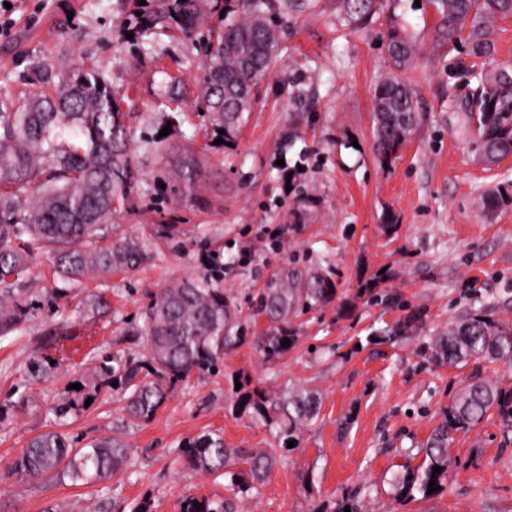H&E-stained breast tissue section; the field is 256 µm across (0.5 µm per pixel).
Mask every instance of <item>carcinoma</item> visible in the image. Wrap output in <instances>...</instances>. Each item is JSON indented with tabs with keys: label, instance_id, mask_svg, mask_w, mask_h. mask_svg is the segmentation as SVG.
Here are the masks:
<instances>
[{
	"label": "carcinoma",
	"instance_id": "1",
	"mask_svg": "<svg viewBox=\"0 0 512 512\" xmlns=\"http://www.w3.org/2000/svg\"><path fill=\"white\" fill-rule=\"evenodd\" d=\"M342 19L360 27L377 13V0H338ZM436 15L431 29L438 48L456 44L467 34L470 54L488 57L494 51L489 24L512 17V0H426ZM317 7V0H161L145 21L169 18L190 36L207 19L218 18L210 30L198 78L200 98L215 129L231 139L252 110L254 90L269 72L276 55L280 28L288 17ZM386 52L390 73L375 90L373 146L382 163L390 162L416 120L412 88L399 73L408 70L417 45L400 24L391 22ZM464 96V127L477 133L482 155L495 162L512 155V80L501 69L481 75ZM123 97L90 69L58 68L46 73L43 87L0 96V337L21 324L25 308L14 285L30 270L35 251L46 243L58 246L54 272L80 283L90 274L130 272L154 257L149 238L99 240L98 230L109 223L129 198L132 170L128 113ZM512 205V182L482 194L479 207L492 216ZM333 283L317 270L285 265L262 289L259 310L274 324L265 337L266 357L275 360L295 340L288 323L298 312L332 301ZM148 355L129 357L118 367L103 365L99 389L114 379L123 392L134 424L150 421L167 395L191 375L219 374L224 350L243 343L248 328L232 320L224 289L206 280L186 281L154 297L144 316ZM432 356L444 364L507 361L512 364V323L484 312L448 324L433 341ZM237 412L276 426L282 448L300 440L317 415V399L298 389L272 396L255 388L237 397ZM496 414L512 427V389L475 379L455 394L444 423L426 444L421 466L394 481L395 494L413 499L427 495L429 482L441 488L448 479V438ZM130 451L120 436L97 438L77 446L60 430L33 437L16 458L13 470L27 478L54 476L73 484L103 482L127 465ZM183 456L193 469L206 474L232 473L231 496L220 501L190 497L183 512H236V501L263 481L275 462V452L240 456L224 447V436L209 433L185 443ZM442 471L434 473L433 467ZM201 504L195 510L194 504Z\"/></svg>",
	"mask_w": 512,
	"mask_h": 512
}]
</instances>
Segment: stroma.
Wrapping results in <instances>:
<instances>
[{"label": "stroma", "mask_w": 512, "mask_h": 512, "mask_svg": "<svg viewBox=\"0 0 512 512\" xmlns=\"http://www.w3.org/2000/svg\"><path fill=\"white\" fill-rule=\"evenodd\" d=\"M373 21L353 30L337 0L289 20L258 101L232 144L217 143L197 108L206 28L136 27L158 0H0V95L37 82L39 65L93 69L130 112L135 188L100 237L153 236L156 254L132 273L75 285L54 276L42 247L15 293L31 310L0 339V512H98L105 502L181 512L186 497L227 496L230 475L187 466L182 445L219 431L240 453L275 449L267 477L241 512H512V430L490 417L448 441L444 490L404 501L396 474L421 465L424 445L471 377L512 387V367L438 365L429 344L475 311L512 322V208L486 218L477 201L512 181V155L482 160L463 131L464 77L512 68V18L495 21L491 58L466 46L444 52L433 17L414 0H378ZM397 16L420 52L404 72L418 122L396 159L381 164L372 137L373 96L389 71L384 42ZM181 79L178 100L165 92ZM164 137V153L149 152ZM316 269L336 288L332 303L294 319L281 359L264 357L270 323L259 295L282 264ZM223 288L245 342L224 353L222 374H195L155 417L129 425L119 394L103 388L69 416L67 432L92 439L124 433L129 465L107 481L30 479L11 467L26 443L54 429L52 408L71 384L93 385L102 355L144 357L143 314L152 296L190 279ZM411 320L402 336L386 330ZM52 359L50 370L32 361ZM314 392L317 419L299 448L278 449L276 431L233 408L235 388Z\"/></svg>", "instance_id": "35a3bbf8"}]
</instances>
